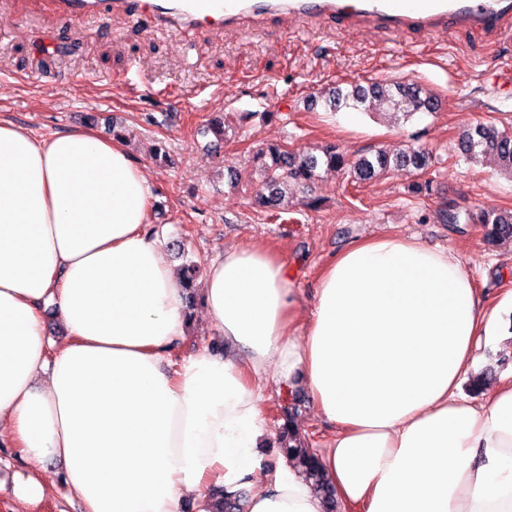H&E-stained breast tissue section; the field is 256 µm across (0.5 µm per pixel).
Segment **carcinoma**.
Masks as SVG:
<instances>
[{"label":"carcinoma","mask_w":512,"mask_h":512,"mask_svg":"<svg viewBox=\"0 0 512 512\" xmlns=\"http://www.w3.org/2000/svg\"><path fill=\"white\" fill-rule=\"evenodd\" d=\"M326 110H364L366 112L390 111L405 120L423 112L439 109L438 99L413 84H387L371 82L364 86L351 83L349 87H334L321 95ZM462 154L472 163L485 158L498 162L500 170L512 180V132L501 130L491 123H480L464 130L461 137ZM264 173L255 188L258 203L275 211L284 197L295 187H310L318 177V170L325 167L347 173L360 183L374 181L393 167L413 166L424 172L429 166V156L412 146L389 153L379 149L360 156L354 161L330 145L322 155L300 152L283 146H272L259 153ZM480 223L486 228V237L492 242L512 241V212L490 209L482 212ZM284 451L290 462L301 468L314 489L325 499L334 503L332 491L327 484L316 455L311 452L294 425L288 421V446ZM208 498L213 500L208 512H242L241 493L229 494L224 490L211 489Z\"/></svg>","instance_id":"carcinoma-1"}]
</instances>
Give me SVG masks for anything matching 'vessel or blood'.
<instances>
[{"instance_id": "vessel-or-blood-1", "label": "vessel or blood", "mask_w": 512, "mask_h": 512, "mask_svg": "<svg viewBox=\"0 0 512 512\" xmlns=\"http://www.w3.org/2000/svg\"><path fill=\"white\" fill-rule=\"evenodd\" d=\"M62 21L74 23L115 11L162 30H236L268 18H334L370 24L381 33L414 26L436 30L448 21L492 29L512 14V0H49Z\"/></svg>"}]
</instances>
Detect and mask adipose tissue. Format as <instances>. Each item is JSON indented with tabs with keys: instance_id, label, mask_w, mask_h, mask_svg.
<instances>
[{
	"instance_id": "adipose-tissue-1",
	"label": "adipose tissue",
	"mask_w": 512,
	"mask_h": 512,
	"mask_svg": "<svg viewBox=\"0 0 512 512\" xmlns=\"http://www.w3.org/2000/svg\"><path fill=\"white\" fill-rule=\"evenodd\" d=\"M153 187L123 140L48 138L0 117V445L64 464L85 512H182L210 485L249 512H326L289 464L257 475L267 382L305 379L332 427L320 463L356 512H512V377L460 392L512 301L478 293L464 259L414 239L357 242L321 271L303 318L287 261L259 245L211 258L205 317L249 365L203 349L173 363L184 290ZM67 331L51 349L41 307Z\"/></svg>"
}]
</instances>
